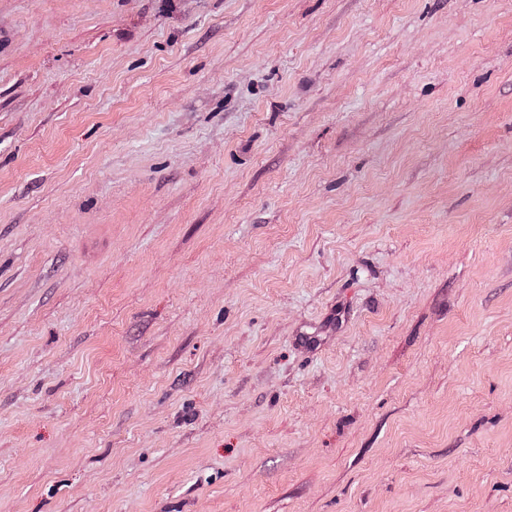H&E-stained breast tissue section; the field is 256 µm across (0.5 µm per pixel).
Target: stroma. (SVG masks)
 I'll return each mask as SVG.
<instances>
[{
    "label": "stroma",
    "instance_id": "stroma-1",
    "mask_svg": "<svg viewBox=\"0 0 512 512\" xmlns=\"http://www.w3.org/2000/svg\"><path fill=\"white\" fill-rule=\"evenodd\" d=\"M0 512H512V0H0Z\"/></svg>",
    "mask_w": 512,
    "mask_h": 512
}]
</instances>
